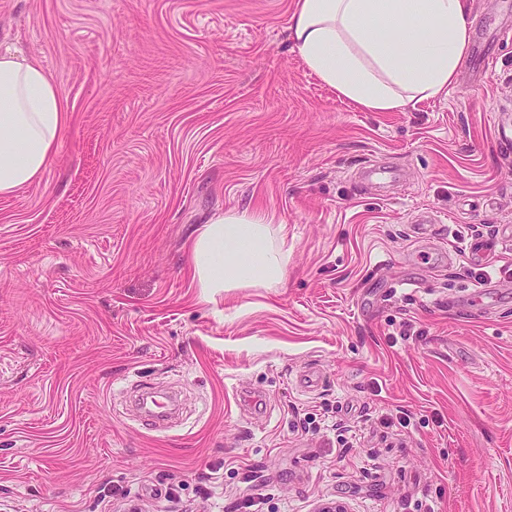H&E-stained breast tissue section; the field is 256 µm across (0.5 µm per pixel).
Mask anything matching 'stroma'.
<instances>
[{
	"label": "stroma",
	"mask_w": 512,
	"mask_h": 512,
	"mask_svg": "<svg viewBox=\"0 0 512 512\" xmlns=\"http://www.w3.org/2000/svg\"><path fill=\"white\" fill-rule=\"evenodd\" d=\"M292 3L0 0L70 119L0 198V512H512V0H469L456 85L402 112L312 74ZM233 209L287 276L208 300L191 236Z\"/></svg>",
	"instance_id": "obj_1"
}]
</instances>
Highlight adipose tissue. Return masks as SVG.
Segmentation results:
<instances>
[{
  "mask_svg": "<svg viewBox=\"0 0 512 512\" xmlns=\"http://www.w3.org/2000/svg\"><path fill=\"white\" fill-rule=\"evenodd\" d=\"M466 0H295L288 38L324 84L368 112H399L447 92L470 42ZM68 131V106L41 63L0 52V197L38 182ZM203 295L280 287L288 254L267 214L231 210L189 249Z\"/></svg>",
  "mask_w": 512,
  "mask_h": 512,
  "instance_id": "1",
  "label": "adipose tissue"
}]
</instances>
